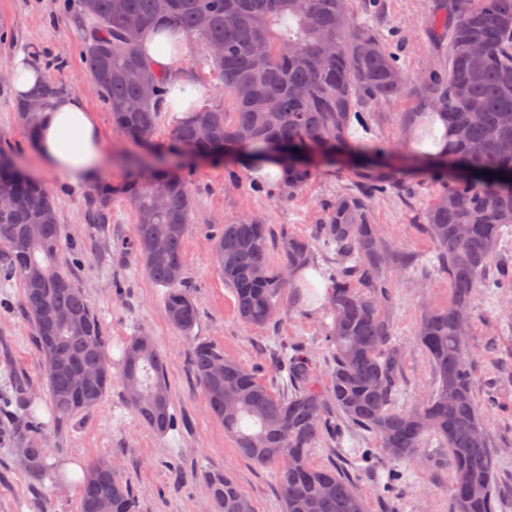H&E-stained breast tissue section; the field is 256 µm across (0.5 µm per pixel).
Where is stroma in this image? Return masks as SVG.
Instances as JSON below:
<instances>
[{
  "label": "stroma",
  "instance_id": "obj_1",
  "mask_svg": "<svg viewBox=\"0 0 512 512\" xmlns=\"http://www.w3.org/2000/svg\"><path fill=\"white\" fill-rule=\"evenodd\" d=\"M436 0H357L355 19L372 26L412 77H426L444 62L441 46L428 26ZM83 32L71 0H0V148L12 151L20 168L45 185L54 199L62 227L60 264L84 288L108 336L112 372H119L125 347L140 333L153 336L166 359L174 426L165 435L137 421L125 401L120 380L93 412L58 427L42 376L41 357L33 328L21 310L19 278L0 279V405L25 389L41 426L48 474L30 470L9 425L0 426V512H79L78 485L66 474L68 464L87 468L109 461L131 484L139 512H209L203 476H230L250 499L254 512H283L276 471L242 457L223 425L209 412L190 357V337L223 348L225 356L251 369L271 391L283 380L275 371L272 352L301 349L320 379H328L330 354L324 336L332 319L327 301L316 289L292 283L281 297L283 314L276 325L249 327L236 314V299L213 262L214 240L225 223L246 214L266 218L273 243L287 235L313 238L324 217V205L353 191L346 165L318 169L314 180L292 200L282 203L258 192V181L239 164L184 161L194 198L184 244L186 281L199 319L192 336L177 332L163 313L164 287L151 281L133 258H117V245L131 238L135 214L122 196L112 200V220H87L86 198L95 183L118 186L136 178L124 162L128 156L167 153L172 147L175 118L161 113L158 125L141 147L118 133L112 114L90 78L83 59ZM37 51L54 79L76 92L94 112L101 128L105 164L96 182L74 184L49 171L26 128L14 112L13 71L18 51ZM420 98L408 93L401 102L365 107L350 137L385 149L389 160L403 164L405 194L376 196L370 218L385 248L386 271L394 299L384 314L394 345L402 352L397 404L412 405L433 384L431 365L416 338L425 310L443 308L452 300L447 274L436 266V249L426 228V214L437 191L429 173L418 166L417 154L436 142L435 125L420 114ZM418 113L414 127L405 115ZM413 266L415 278L405 268ZM469 348L475 361L478 394L493 392L496 405L488 433L497 452L498 512H512V292L477 289L471 301ZM368 433L344 429L339 442L321 440L311 460L315 465L344 468L366 498L368 512H449L451 462L439 438H430L410 460H384L368 470L361 451L375 447ZM401 479L391 492L383 487L388 472Z\"/></svg>",
  "mask_w": 512,
  "mask_h": 512
}]
</instances>
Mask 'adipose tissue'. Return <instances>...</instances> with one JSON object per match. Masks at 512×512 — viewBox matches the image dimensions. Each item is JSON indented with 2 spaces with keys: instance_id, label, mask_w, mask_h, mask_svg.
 Masks as SVG:
<instances>
[{
  "instance_id": "1",
  "label": "adipose tissue",
  "mask_w": 512,
  "mask_h": 512,
  "mask_svg": "<svg viewBox=\"0 0 512 512\" xmlns=\"http://www.w3.org/2000/svg\"><path fill=\"white\" fill-rule=\"evenodd\" d=\"M141 49L154 70L168 79L164 111L181 119L197 111L203 104L205 88L194 71L178 64L188 51L183 35L150 29L142 36ZM35 143L49 169L75 181L93 179L103 157L102 134L94 115L79 96L69 91L40 112Z\"/></svg>"
}]
</instances>
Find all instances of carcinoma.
I'll use <instances>...</instances> for the list:
<instances>
[{
	"label": "carcinoma",
	"instance_id": "1",
	"mask_svg": "<svg viewBox=\"0 0 512 512\" xmlns=\"http://www.w3.org/2000/svg\"><path fill=\"white\" fill-rule=\"evenodd\" d=\"M353 10V0H79L78 18L87 70L113 124L127 138L145 141L157 125L167 82L142 57L139 41L145 29L165 22L204 46L201 63L221 79L231 105L229 111L204 107L175 121V144L205 153L221 143L228 147L226 158L246 154L277 165L283 175L273 195L283 202L306 187L318 167L351 162L358 192L330 201L315 231L336 255L327 305L332 324L325 336L329 385L306 357L283 354L275 366L287 372L289 383L276 394L220 348L193 340V368L210 413L243 457L276 469L283 512H367L344 471L310 462L318 441L341 433L330 421L333 414L369 433L390 459L410 458L428 437H438L453 464L451 512H495V452L486 430L494 400L476 393L470 331H461L460 323L471 324L469 306L477 288L512 289L506 268L487 277L500 256L503 228L512 225V0H439L429 20L437 42L446 45L448 63L430 72L422 98L442 121L444 135L440 151L421 162L440 184L427 212V230L438 267L448 273L452 301L425 313L417 325L435 383L430 394L405 409L396 405L401 354L383 315L392 296L367 204L377 194L405 188L385 151L353 144L349 129L359 108L392 103L410 81L374 29L354 22ZM216 43L224 46L223 54L212 53ZM132 70L135 80L127 78ZM64 90L61 84L41 85L30 98L38 112L26 119L22 113L30 101L16 103L17 119L30 138L38 113ZM158 183L169 192L162 211L153 208ZM1 185L11 190L14 204L0 213V275L21 279V306L33 325L48 395L63 427L95 410L112 388L105 328L84 290L59 265L61 227L47 190L0 153ZM117 191L136 216L120 254H132L150 279L167 288L163 307L170 324L191 335L198 312L183 255L193 209L188 182L158 161L143 179L117 189L103 183L88 200L91 223H109ZM30 224L40 227L35 238L26 237ZM157 239L167 241L160 256L150 252ZM270 240L264 218L244 216L224 224L214 242V264L247 325L272 323L290 276L314 255L311 240L288 236L275 262ZM48 304L76 320L57 332L52 345L45 343L41 318ZM218 362L224 363L219 382L212 375ZM59 365L90 378L76 389ZM165 366L153 338L137 336L126 346L120 373L127 404L159 435L174 424ZM14 433L24 445L27 466L46 469L43 449L30 444L39 427L17 417ZM204 491L215 512H254L237 483L222 473L206 474ZM137 510L128 482L107 461L93 462L79 486V512Z\"/></svg>",
	"mask_w": 512,
	"mask_h": 512
}]
</instances>
